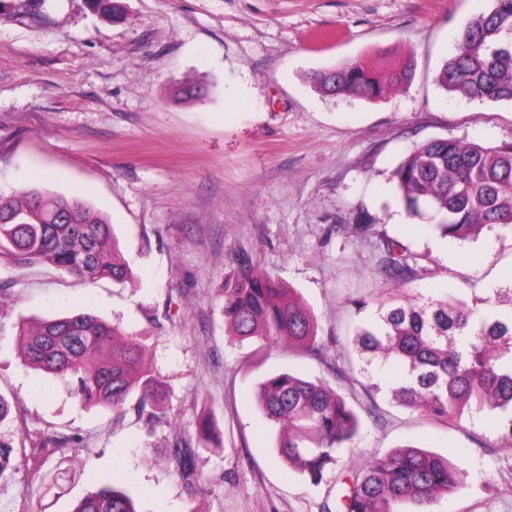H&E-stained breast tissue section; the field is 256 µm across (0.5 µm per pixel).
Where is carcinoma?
I'll use <instances>...</instances> for the list:
<instances>
[{
    "label": "carcinoma",
    "mask_w": 512,
    "mask_h": 512,
    "mask_svg": "<svg viewBox=\"0 0 512 512\" xmlns=\"http://www.w3.org/2000/svg\"><path fill=\"white\" fill-rule=\"evenodd\" d=\"M102 18L120 12L117 0H89ZM409 61L380 68L360 60L311 76L328 96L380 99L411 81ZM437 81L468 99L512 103V0H493L491 9L468 20L455 54ZM393 179L408 213L431 210L441 216L440 234L465 239L474 230L512 224V139L482 145L435 138L417 145L395 168ZM112 226L89 207L63 196L30 190L0 198V261L22 269L52 266L93 282L109 278L123 285L128 268L116 259ZM417 257L399 241L386 242L381 274L403 282L416 273ZM224 323L228 335L262 345L286 338L296 348L315 349L318 325L312 312L266 270L251 261L224 279ZM87 313L42 321L21 329L23 361L47 374L74 379L84 407H107L116 417L138 395V412L149 423L164 416L162 388L144 348ZM361 350L392 359L403 377L391 388L393 402L448 425L464 413L512 409V312L490 304L479 315L447 299L407 303L363 325L353 339ZM256 399L278 427V459L298 468L314 484L337 469L343 494L336 512H435L439 500L462 490L466 476L435 452L402 446L359 466L338 468L359 436L361 421L346 397L329 385L281 372L259 384ZM18 449L0 440V477L18 468ZM169 462L188 488L197 482L194 450L178 439ZM73 512H139L134 496L105 485L81 499Z\"/></svg>",
    "instance_id": "carcinoma-1"
}]
</instances>
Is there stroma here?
I'll return each instance as SVG.
<instances>
[{
  "label": "stroma",
  "instance_id": "stroma-1",
  "mask_svg": "<svg viewBox=\"0 0 512 512\" xmlns=\"http://www.w3.org/2000/svg\"><path fill=\"white\" fill-rule=\"evenodd\" d=\"M121 2L122 16L108 21L88 0H0V196L81 189L132 272L122 285L92 284L0 264V396L11 405L0 438L81 439L1 476L0 512H72L112 482L132 489L141 512H321L336 501L335 471L315 485L281 463L277 430L256 402L259 382L283 371L327 381L362 414L349 459L410 443L468 474L438 512H512L502 414L468 413L449 427L391 404L380 372L392 362L365 363L353 347L352 368L336 369L339 341L380 306L449 297L512 306L501 276L512 267V229L450 240L431 211L406 225L392 179L423 141L512 137L511 103L437 83L456 30L492 0ZM407 58L411 83L378 100L330 97L309 81L350 60ZM187 83L201 95H180ZM365 215L372 225L358 230ZM389 239L417 254L415 279L378 274ZM244 257L296 291L317 319V350L228 335L224 277ZM77 313L144 347L165 388L164 419L81 406L71 378L23 364L19 323ZM355 379L380 390L365 398ZM179 437L195 451L192 491L167 462Z\"/></svg>",
  "mask_w": 512,
  "mask_h": 512
}]
</instances>
